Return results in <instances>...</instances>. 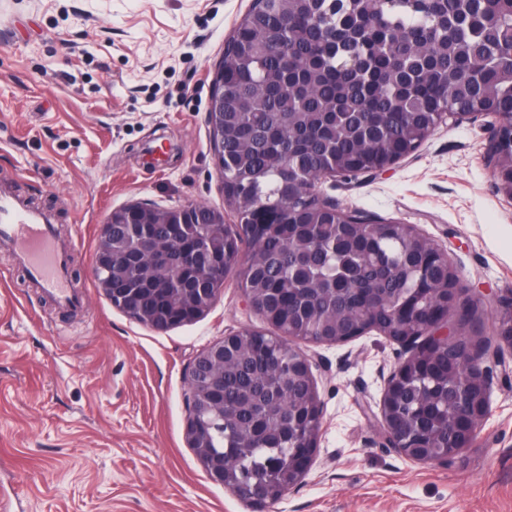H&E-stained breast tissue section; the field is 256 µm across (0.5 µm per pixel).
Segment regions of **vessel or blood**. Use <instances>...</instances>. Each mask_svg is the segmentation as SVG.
Segmentation results:
<instances>
[{
  "mask_svg": "<svg viewBox=\"0 0 512 512\" xmlns=\"http://www.w3.org/2000/svg\"><path fill=\"white\" fill-rule=\"evenodd\" d=\"M0 242L29 269L38 288L62 303L73 302L68 255L57 241L48 216L0 193Z\"/></svg>",
  "mask_w": 512,
  "mask_h": 512,
  "instance_id": "vessel-or-blood-1",
  "label": "vessel or blood"
}]
</instances>
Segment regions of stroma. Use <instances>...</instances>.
Returning <instances> with one entry per match:
<instances>
[{
    "mask_svg": "<svg viewBox=\"0 0 512 512\" xmlns=\"http://www.w3.org/2000/svg\"><path fill=\"white\" fill-rule=\"evenodd\" d=\"M252 0H0V189L46 212L81 307L35 287L0 243V512H252L184 441L187 367L262 327L229 277L199 320L151 330L100 292L98 231L136 201L201 204L234 224L207 112ZM484 118L440 126L392 169L326 180L368 222L447 249L463 336L490 335L512 290V200L487 164ZM323 402L303 482L266 512H512V377L494 381L478 445L445 466L376 447L370 409L400 349L378 332L307 343Z\"/></svg>",
    "mask_w": 512,
    "mask_h": 512,
    "instance_id": "stroma-1",
    "label": "stroma"
}]
</instances>
